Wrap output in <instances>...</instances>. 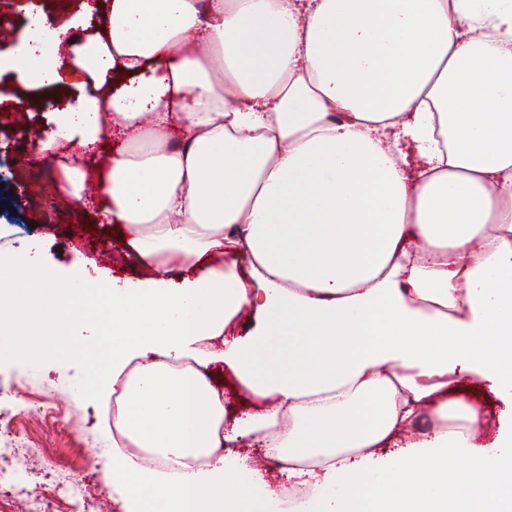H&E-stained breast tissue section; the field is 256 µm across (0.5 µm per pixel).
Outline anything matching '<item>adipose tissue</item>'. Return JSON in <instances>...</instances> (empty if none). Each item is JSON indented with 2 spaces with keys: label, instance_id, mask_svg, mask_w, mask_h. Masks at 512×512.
Here are the masks:
<instances>
[{
  "label": "adipose tissue",
  "instance_id": "ef3b65f1",
  "mask_svg": "<svg viewBox=\"0 0 512 512\" xmlns=\"http://www.w3.org/2000/svg\"><path fill=\"white\" fill-rule=\"evenodd\" d=\"M107 10L48 51L30 30L12 67L41 87L83 73L40 149L62 193L98 179L100 221L153 276L77 292L0 255V329L95 358L91 393L111 373L112 483L134 512H269L289 485L298 512H512V0ZM244 310L254 328L228 334ZM80 318L100 329L85 352ZM216 363L254 399L230 424ZM468 382L501 396L494 432ZM243 442L316 464L266 482L224 454Z\"/></svg>",
  "mask_w": 512,
  "mask_h": 512
}]
</instances>
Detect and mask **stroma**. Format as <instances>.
<instances>
[{"label": "stroma", "mask_w": 512, "mask_h": 512, "mask_svg": "<svg viewBox=\"0 0 512 512\" xmlns=\"http://www.w3.org/2000/svg\"><path fill=\"white\" fill-rule=\"evenodd\" d=\"M80 8V0H0V161L13 175L0 223L26 225L16 249L36 265H52L60 279L81 288L76 272L84 263H98L101 249L112 260L105 269L121 280L149 277L147 267L124 266L125 239L120 227L99 221L87 194L60 199L51 184L52 156L37 152L39 136L52 126L54 110L74 102L71 81L52 90L27 88L5 62L20 50L28 29L49 27ZM93 365L85 359L60 362L50 356L29 357L11 332L0 333V411L14 414L4 445L23 449L15 459L0 455V467L22 470V485L0 487V512H24L26 490L39 487L53 501L55 512H67L57 466L68 459L88 486L87 512H125L105 471L112 464L111 391H87Z\"/></svg>", "instance_id": "stroma-1"}]
</instances>
